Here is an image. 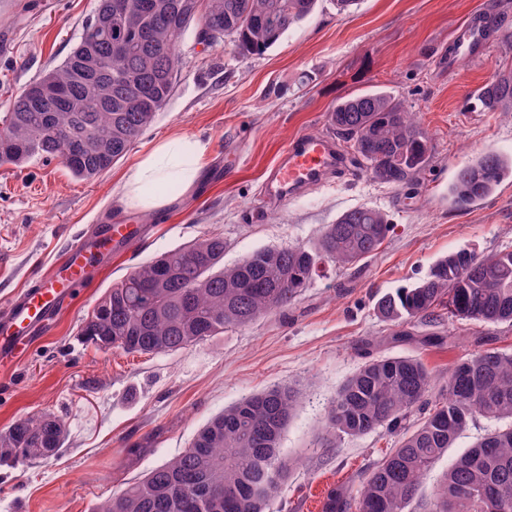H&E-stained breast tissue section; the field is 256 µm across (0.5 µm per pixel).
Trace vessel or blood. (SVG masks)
I'll use <instances>...</instances> for the list:
<instances>
[{
	"mask_svg": "<svg viewBox=\"0 0 512 512\" xmlns=\"http://www.w3.org/2000/svg\"><path fill=\"white\" fill-rule=\"evenodd\" d=\"M487 49L481 22L463 21L452 43L453 56L480 57ZM343 151L325 136L300 135L292 140L267 170L260 196L287 201L323 184L344 171ZM84 241L74 240L58 267L41 278L39 287L22 291L9 308L0 311V365H11L29 346L34 335L50 325L72 302V293L87 279Z\"/></svg>",
	"mask_w": 512,
	"mask_h": 512,
	"instance_id": "b4317fda",
	"label": "vessel or blood"
}]
</instances>
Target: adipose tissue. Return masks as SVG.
<instances>
[{
  "mask_svg": "<svg viewBox=\"0 0 512 512\" xmlns=\"http://www.w3.org/2000/svg\"><path fill=\"white\" fill-rule=\"evenodd\" d=\"M205 154V144L197 143L196 158L189 162L183 154L181 138L172 137L158 143L142 156L125 176L121 204L146 213L161 212L166 200L163 196L153 193V186L176 182L184 190H192Z\"/></svg>",
  "mask_w": 512,
  "mask_h": 512,
  "instance_id": "ef3b65f1",
  "label": "adipose tissue"
}]
</instances>
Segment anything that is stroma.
Wrapping results in <instances>:
<instances>
[{"instance_id": "obj_1", "label": "stroma", "mask_w": 512, "mask_h": 512, "mask_svg": "<svg viewBox=\"0 0 512 512\" xmlns=\"http://www.w3.org/2000/svg\"><path fill=\"white\" fill-rule=\"evenodd\" d=\"M95 4L0 0V113L69 55ZM472 15L512 26V0H360L346 15L320 0L275 45L247 57L188 34L167 105L106 174L78 179L57 159L0 166V311L76 235L108 217L138 230L128 248L103 254L75 301L0 369V431L38 413L67 425L56 456L0 467V512H95L126 481L178 457L225 407L274 385L298 388L301 399L281 443L295 467L270 512H321L329 490L349 486L399 439L383 428L334 439L329 448L319 440L337 391L366 360L420 357L440 389L449 366L478 346L512 352L511 326L420 321L405 341L377 311L383 294L419 281L452 251L512 250V178L478 206L448 202L449 182L473 159L487 152L512 159V112L468 103L493 75L512 72V43L497 36L483 58L448 61L455 28ZM367 91L396 97L432 141L433 158L413 185L396 188L357 170L288 202L260 203L265 172L288 142L330 135L331 108ZM172 136L207 145L194 190H169L165 211L149 218L119 205L122 177ZM358 207L379 209L392 224L378 254L314 276L285 311L174 354L98 349L80 337L95 302L156 253L216 231L231 266L265 247L311 244ZM433 334L444 343L426 345ZM491 428L479 416L469 422L427 474L424 499H432L458 453Z\"/></svg>"}]
</instances>
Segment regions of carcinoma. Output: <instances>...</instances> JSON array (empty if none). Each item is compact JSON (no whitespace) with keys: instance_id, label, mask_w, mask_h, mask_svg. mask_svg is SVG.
Listing matches in <instances>:
<instances>
[{"instance_id":"carcinoma-1","label":"carcinoma","mask_w":512,"mask_h":512,"mask_svg":"<svg viewBox=\"0 0 512 512\" xmlns=\"http://www.w3.org/2000/svg\"><path fill=\"white\" fill-rule=\"evenodd\" d=\"M112 2V41L96 40L94 22ZM146 1L150 11L140 8ZM317 0H97L79 43L56 68L17 93L0 121V165L22 167L35 158L58 159L90 180L112 168L166 105L184 64L188 33L205 46L230 41L240 56L260 54L308 17ZM94 54L112 76V106L89 112L39 108L32 90L48 81L82 83L88 102L97 84L81 82L84 58ZM477 101L490 112H512V73L493 76ZM329 126L370 177L394 187L413 183L430 163L433 144L414 114L384 93L344 100ZM512 176V160L488 152L460 168L448 188L452 203L469 208ZM391 224L370 207L349 210L326 225L311 246L267 247L224 267V235L207 232L135 267L108 289L85 320L81 336L98 348L126 353L176 352L229 327H246L288 307L322 264L338 268L376 255ZM388 321L449 317L512 326V251L477 257L459 249L439 258L410 288L382 296ZM434 379L419 359H371L338 390L325 435L360 437L396 430L417 413L396 447L358 479L357 512H413L424 476L473 416L498 423L461 453L442 477L428 512H512V353L484 348L448 370L445 389L429 400ZM298 392L273 386L211 418L174 461L127 486L97 512H267L294 461L280 454ZM67 429L49 414L25 417L0 432V466L48 459ZM332 490L322 512H345Z\"/></svg>"}]
</instances>
